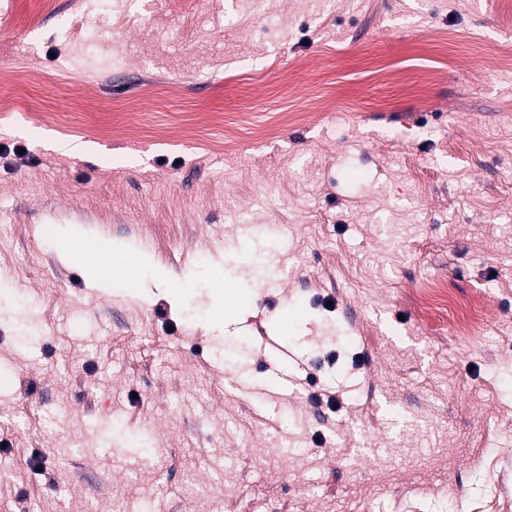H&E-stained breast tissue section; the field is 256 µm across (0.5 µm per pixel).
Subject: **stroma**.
<instances>
[{
	"mask_svg": "<svg viewBox=\"0 0 512 512\" xmlns=\"http://www.w3.org/2000/svg\"><path fill=\"white\" fill-rule=\"evenodd\" d=\"M92 2L0 0V512H512L497 0H126L94 76ZM271 334L318 386L238 390ZM213 296L218 304L223 306L225 310L226 322L233 320L236 311V302L238 295L235 288L229 285H224V282H217L214 284Z\"/></svg>",
	"mask_w": 512,
	"mask_h": 512,
	"instance_id": "stroma-1",
	"label": "stroma"
}]
</instances>
